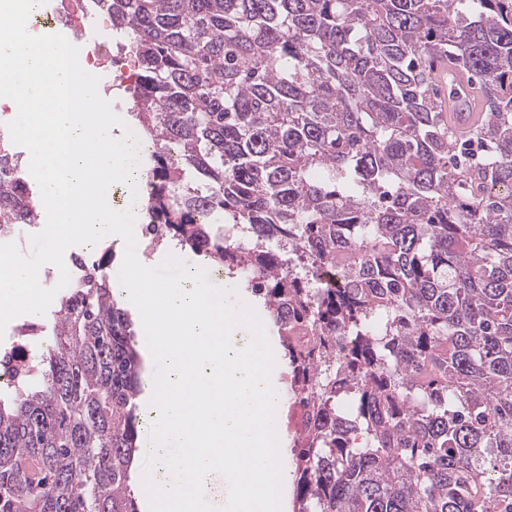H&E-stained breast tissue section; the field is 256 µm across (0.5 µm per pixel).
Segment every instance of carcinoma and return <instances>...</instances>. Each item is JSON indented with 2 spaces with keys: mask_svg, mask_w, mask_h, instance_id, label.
Returning <instances> with one entry per match:
<instances>
[{
  "mask_svg": "<svg viewBox=\"0 0 512 512\" xmlns=\"http://www.w3.org/2000/svg\"><path fill=\"white\" fill-rule=\"evenodd\" d=\"M470 3L464 13L460 6ZM140 66L145 202L202 248L207 211L253 229L235 267L319 332L281 336L292 512H512V0H103ZM477 77L470 128L438 110L435 67ZM0 168V236L41 222ZM105 259L82 258L34 374L0 396V512H138L130 467L145 384ZM338 267L347 287L309 280Z\"/></svg>",
  "mask_w": 512,
  "mask_h": 512,
  "instance_id": "obj_1",
  "label": "carcinoma"
}]
</instances>
